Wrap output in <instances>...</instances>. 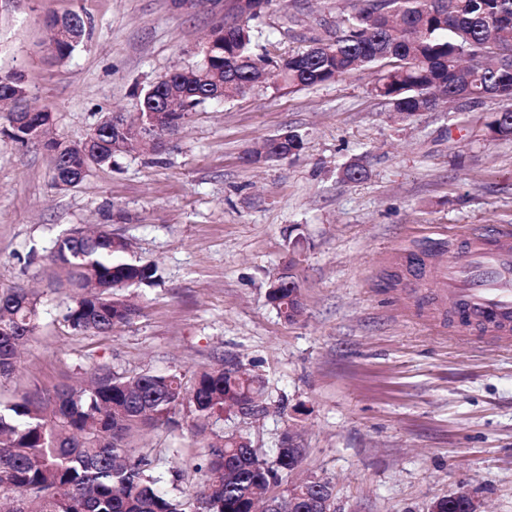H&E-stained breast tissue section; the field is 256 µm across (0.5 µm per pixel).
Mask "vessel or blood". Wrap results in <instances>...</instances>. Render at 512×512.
I'll return each instance as SVG.
<instances>
[{
	"label": "vessel or blood",
	"mask_w": 512,
	"mask_h": 512,
	"mask_svg": "<svg viewBox=\"0 0 512 512\" xmlns=\"http://www.w3.org/2000/svg\"><path fill=\"white\" fill-rule=\"evenodd\" d=\"M410 299L425 297L421 282L435 280L447 290L448 312L458 334L494 344L512 342V229L474 230L449 238L448 260L419 256Z\"/></svg>",
	"instance_id": "b4317fda"
}]
</instances>
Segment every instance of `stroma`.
Masks as SVG:
<instances>
[{"label":"stroma","mask_w":512,"mask_h":512,"mask_svg":"<svg viewBox=\"0 0 512 512\" xmlns=\"http://www.w3.org/2000/svg\"><path fill=\"white\" fill-rule=\"evenodd\" d=\"M235 0H22L0 11V74L21 73L54 133L82 142L105 116L139 109L165 74L196 65ZM346 0H274L255 25L270 55L306 49L334 29ZM79 14L88 39L62 61L47 23ZM297 24H289V16ZM364 72L326 85L198 108L153 152L52 180L54 156L8 137L0 116V289H38L42 320L0 395L80 381L104 366L133 377H192L242 363L264 383L267 410L134 431L179 489H199L206 443L246 437L265 457L293 433L302 474L329 480L337 512H430L465 488L484 512H512V346L463 339L405 301L394 257L473 226H512V139L487 124L507 103L455 100L395 117ZM294 131L303 150L254 163L264 140ZM362 161L367 175L342 177ZM107 225L128 260L159 279L132 288L134 319L108 334L73 331L70 290L48 255L72 227ZM296 257L304 310L285 321L268 302L272 273Z\"/></svg>","instance_id":"obj_1"}]
</instances>
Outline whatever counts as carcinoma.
<instances>
[{"label": "carcinoma", "instance_id": "obj_1", "mask_svg": "<svg viewBox=\"0 0 512 512\" xmlns=\"http://www.w3.org/2000/svg\"><path fill=\"white\" fill-rule=\"evenodd\" d=\"M262 13L257 0H236L224 36L203 48L208 67L224 73V98L242 93L240 83L275 91L319 87L362 70L377 72L374 91L401 118L437 104L489 95L512 99V0H354L336 24V36L296 54L254 53L258 38L251 21ZM73 38L55 55L64 60L83 42L86 23L68 15ZM205 67L176 69L143 93L150 106L171 88L181 91L178 108L187 117L207 102ZM51 112L29 117L44 128L43 146L55 155L53 177L73 174L81 181L80 144L50 137ZM494 139H512V109L488 125ZM96 155L110 166L124 152L112 136ZM268 159H285L303 149V139L286 133L268 141ZM128 242L102 228L79 237L65 233L50 252L51 263L75 290L66 320L77 331L105 334L131 321L137 309L125 290L158 279L151 264L125 261ZM267 299L287 321L300 314L293 289L271 288ZM40 297L20 285L0 290V378L9 377L20 350L37 333ZM187 409L197 421L228 410L247 416L266 411L260 380L237 363L203 369L189 382L180 373L125 377L100 367L80 388L55 387L0 399V506L6 512H249L252 498H266L288 480L294 458L276 449L274 460L231 437L209 444L195 469L200 490L192 497L166 489L163 473L149 455L128 445L144 424H174ZM319 490L301 492L295 512H312Z\"/></svg>", "mask_w": 512, "mask_h": 512}]
</instances>
